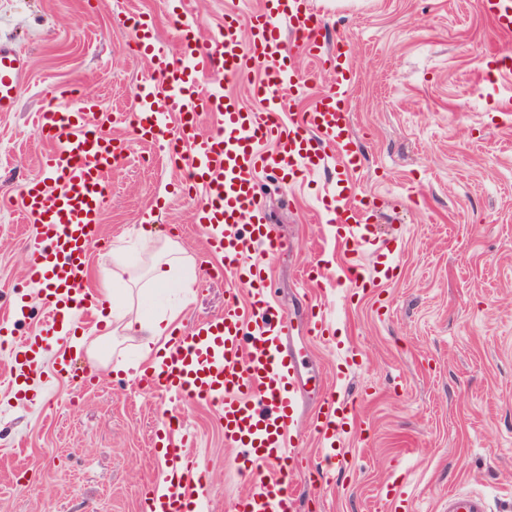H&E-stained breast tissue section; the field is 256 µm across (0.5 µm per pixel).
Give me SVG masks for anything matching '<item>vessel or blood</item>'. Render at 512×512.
<instances>
[{"label":"vessel or blood","instance_id":"b4317fda","mask_svg":"<svg viewBox=\"0 0 512 512\" xmlns=\"http://www.w3.org/2000/svg\"><path fill=\"white\" fill-rule=\"evenodd\" d=\"M478 4L497 31L512 32V0ZM127 22L137 49L162 79L158 85L139 86L134 132L138 138L176 147L170 162L185 169L190 186L202 191L197 222L210 253L223 257L225 276L250 294L248 306L231 299L223 313L191 332L174 330L166 370L145 374L141 383L186 403H206L219 414L225 445L242 461L243 473L254 485L235 504V512H295V458L288 436L299 427L304 400L298 390V358L288 347L289 320L271 303L268 284V264L287 243L268 220L256 177L270 168L284 182L294 183L330 170L337 242L354 253L368 244L362 223L367 208L352 183L359 157L351 148L347 96L354 72L347 40L342 37L324 47L311 0H261L245 39L233 14L205 43L196 37L194 20L184 19L175 55L160 40L150 17L134 13ZM298 46L317 60L330 61L336 81L298 123L286 128L278 120L286 109L280 88L299 77L294 54ZM28 66L25 54L0 43V112L14 109ZM260 67L265 77L254 84L253 93L264 101L263 110L245 112L232 99L202 94L207 71L220 69L226 77L237 78ZM96 108V101L86 97L80 108L64 103L37 115L35 132L49 148L41 160L43 177L26 184L21 206L35 230L25 277L41 287L48 333L62 323L77 325L96 307L88 287V254L99 238L108 176L126 148L102 124H89L87 116ZM203 111L214 117L204 136L198 133ZM172 116L178 119L175 134L168 122ZM272 138L279 143L277 151L261 152L260 143ZM332 154L338 158L333 166L328 163ZM57 363L68 379L90 385V373L68 361L66 348H59ZM39 369L37 349L27 347L15 353L8 382L18 387L20 379ZM353 418L346 400L330 397L321 404L316 433L325 446L324 465H340L335 449ZM158 424L168 430L163 459L180 473L165 506L168 512H199L206 471L187 449L181 425L167 409H160ZM445 512H488V504L482 495L452 492Z\"/></svg>","mask_w":512,"mask_h":512}]
</instances>
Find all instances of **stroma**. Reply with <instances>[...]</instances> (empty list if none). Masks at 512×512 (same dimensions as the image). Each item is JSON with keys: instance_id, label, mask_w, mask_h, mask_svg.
I'll return each mask as SVG.
<instances>
[{"instance_id": "1", "label": "stroma", "mask_w": 512, "mask_h": 512, "mask_svg": "<svg viewBox=\"0 0 512 512\" xmlns=\"http://www.w3.org/2000/svg\"><path fill=\"white\" fill-rule=\"evenodd\" d=\"M260 0H185L184 12L209 40L236 13L247 22ZM321 39L350 42L348 93L361 165L355 190L376 243L395 268L366 291L349 288L345 269L372 271V250L340 247L326 204L325 175L283 185L258 179L271 224L288 243L271 264L272 300L291 319L300 361L305 434L293 438L300 471L299 512H443L448 491L487 498L490 512H512V118L490 111L489 97H512V33L497 32L477 0H315ZM138 11L156 20L177 51L176 17L163 0H0V41L24 49L30 68L13 111L0 112V315L9 317L0 349V512H144L164 469L155 447L158 411L178 415L208 467L206 512H231L251 483L224 445V425L208 405H186L115 372L141 356L134 335L107 336L104 365L79 387L55 375L56 352H41V374L27 393L8 388L11 357L41 331L44 305L23 278L32 225L21 214L25 182L42 174L48 149L33 131L35 113L58 87L80 90L109 114L106 132L124 141L109 177L101 236L88 256L98 290L112 252L141 277L119 302L143 314L177 312L182 329L223 312L229 298L249 300L226 280L194 222L200 201L159 142L136 141L135 94L156 82L147 58L131 50L122 25ZM299 81L284 85L300 120L331 87L330 65L297 51ZM263 70L229 80L209 75L204 92L260 109L249 92ZM177 243L192 296L157 285L142 268L155 250L138 228L147 214ZM332 264L333 281L303 283L314 263ZM319 310L344 347L308 339ZM357 365L346 370L344 359ZM353 401L356 420L343 442L346 463L317 483L322 446L312 431L325 392Z\"/></svg>"}]
</instances>
